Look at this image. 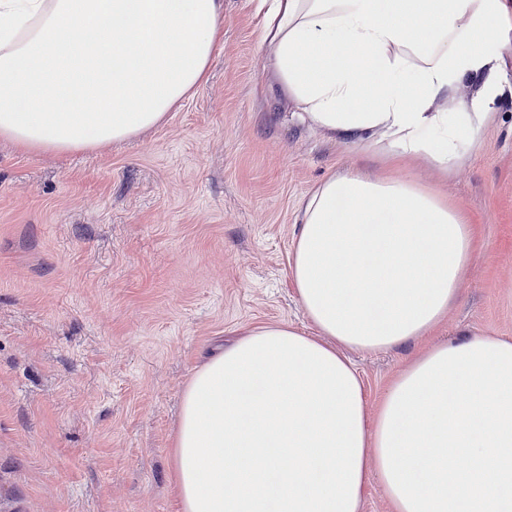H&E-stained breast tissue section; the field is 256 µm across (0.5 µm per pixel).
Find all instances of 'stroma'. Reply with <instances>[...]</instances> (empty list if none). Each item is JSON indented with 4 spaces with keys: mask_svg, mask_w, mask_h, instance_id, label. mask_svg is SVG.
I'll return each mask as SVG.
<instances>
[{
    "mask_svg": "<svg viewBox=\"0 0 512 512\" xmlns=\"http://www.w3.org/2000/svg\"><path fill=\"white\" fill-rule=\"evenodd\" d=\"M256 0H224L206 82L119 146L33 155L0 142V512H179L172 442L205 359L248 330L310 331L289 259L300 201L378 159L290 117ZM496 115L452 175L390 168L461 207L478 255L427 334L353 351L369 409L437 345L512 339V54Z\"/></svg>",
    "mask_w": 512,
    "mask_h": 512,
    "instance_id": "1",
    "label": "stroma"
}]
</instances>
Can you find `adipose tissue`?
<instances>
[{"label":"adipose tissue","instance_id":"1","mask_svg":"<svg viewBox=\"0 0 512 512\" xmlns=\"http://www.w3.org/2000/svg\"><path fill=\"white\" fill-rule=\"evenodd\" d=\"M262 45L299 119L392 166L442 173L480 147L505 0H259ZM224 0H0V141L26 153L120 144L164 125L206 81ZM480 83L479 101L457 97ZM290 257L305 334L260 326L183 393L180 512H512V339L414 360L369 412L347 353L429 332L477 251L465 211L413 180L331 175L298 207ZM377 478H370L366 490L362 512H392Z\"/></svg>","mask_w":512,"mask_h":512}]
</instances>
